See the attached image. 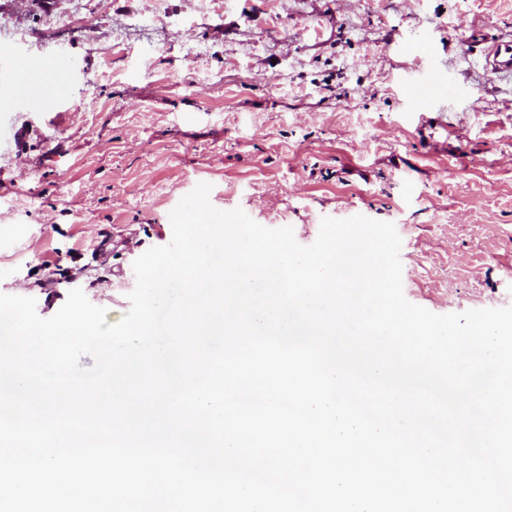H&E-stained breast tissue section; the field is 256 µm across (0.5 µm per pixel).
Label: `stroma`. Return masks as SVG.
<instances>
[{"mask_svg": "<svg viewBox=\"0 0 512 512\" xmlns=\"http://www.w3.org/2000/svg\"><path fill=\"white\" fill-rule=\"evenodd\" d=\"M0 23L23 60L0 80V293L40 316L79 288L121 320L201 183L303 245L326 217L393 223L404 295L433 313L512 305V74L485 66L512 0H0ZM421 33L431 55L400 49ZM57 53L55 111L12 108Z\"/></svg>", "mask_w": 512, "mask_h": 512, "instance_id": "obj_1", "label": "stroma"}]
</instances>
